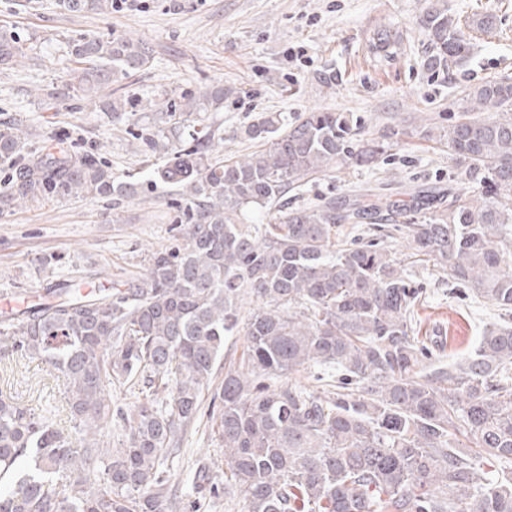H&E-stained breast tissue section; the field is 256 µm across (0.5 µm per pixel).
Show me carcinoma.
Returning a JSON list of instances; mask_svg holds the SVG:
<instances>
[{"mask_svg":"<svg viewBox=\"0 0 512 512\" xmlns=\"http://www.w3.org/2000/svg\"><path fill=\"white\" fill-rule=\"evenodd\" d=\"M58 7L101 14L114 3ZM493 26L489 13L463 19L447 0H430L419 16L428 67L462 65L472 54L468 31ZM401 50V36L387 28L369 40L377 63ZM31 51L0 29V65ZM68 53L73 90L110 121L153 106L123 93V81L153 58L146 42L83 36ZM469 98L473 111L448 127V154L466 165L480 198L427 188L288 209L289 192L339 164L370 163L384 147L361 143L349 117L327 111L291 124L254 119L246 135L261 149L244 158L209 156L214 135L204 124L180 145L191 116L224 107L219 86L157 113L151 142L165 160L149 177L181 192L174 243L123 289L84 292L64 280L0 325V356L59 375L73 422L65 430L0 395V512H201V500L177 495L173 461L223 366L246 295L260 302L246 323V352L224 366L213 396L224 482L201 470L199 487L218 496L233 486L247 512H512V476L483 469L488 457L512 460V81L489 80ZM22 135L18 124L0 129V165L12 169L0 192L5 206L132 186L92 153L46 146L27 159ZM250 213L264 222L243 223ZM346 224L395 225L411 264L448 269L456 286L508 320L486 326L459 363L418 375L429 353L413 336L419 292L386 247L343 239ZM315 365L340 370L323 397L265 383ZM114 387L145 398L124 408L112 401ZM114 418L128 429L120 448L101 439ZM453 431L475 450H460Z\"/></svg>","mask_w":512,"mask_h":512,"instance_id":"cac0c4a2","label":"carcinoma"}]
</instances>
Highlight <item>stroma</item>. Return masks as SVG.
Listing matches in <instances>:
<instances>
[{
	"label": "stroma",
	"mask_w": 512,
	"mask_h": 512,
	"mask_svg": "<svg viewBox=\"0 0 512 512\" xmlns=\"http://www.w3.org/2000/svg\"><path fill=\"white\" fill-rule=\"evenodd\" d=\"M425 0H124L105 14L60 10L56 0H0V29L34 47L36 59L0 70V120L27 129L26 153L64 143L107 161L118 180L147 171L154 152L145 136L151 111L134 121L109 122L89 109L70 85L66 41L80 36H129L153 49L150 67L131 90L166 105L200 88L224 89V108L202 118L224 140L225 156L255 149L245 128L258 115L346 113L363 140L387 144L369 165H349L307 186L298 202L343 200L374 192L395 199L416 188L461 190L478 186L448 154L446 135L471 108L469 91L492 79H512V0H448L453 12H490L495 27L474 36L473 58L452 73L431 71L416 20ZM394 28L404 49L385 64L371 61L366 44L374 31ZM58 89L52 102L43 90ZM180 197L139 180L125 197L59 195L25 208L0 210V304L10 310L41 301L59 280L84 289L121 287L145 273L152 252L173 242ZM420 292L413 327L430 354L427 373L459 362L485 325L499 321L493 305L460 295L441 268L408 269ZM213 380L201 415L188 431L173 466L183 492H191L199 465L222 457L209 404L220 388ZM0 391L69 426L63 385L42 378L37 362L7 370L0 362Z\"/></svg>",
	"instance_id": "35a3bbf8"
}]
</instances>
